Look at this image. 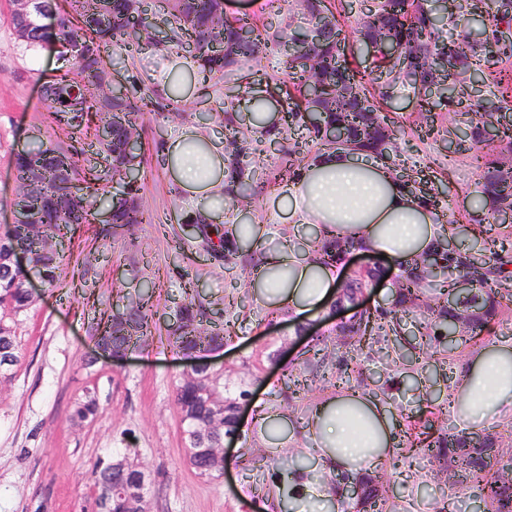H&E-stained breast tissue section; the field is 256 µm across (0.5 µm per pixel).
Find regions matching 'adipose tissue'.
Returning a JSON list of instances; mask_svg holds the SVG:
<instances>
[{
	"label": "adipose tissue",
	"instance_id": "ef3b65f1",
	"mask_svg": "<svg viewBox=\"0 0 512 512\" xmlns=\"http://www.w3.org/2000/svg\"><path fill=\"white\" fill-rule=\"evenodd\" d=\"M180 186L195 199L202 219L212 217L224 194L221 151L194 130L179 137L168 155ZM275 207L289 223L318 238L353 244L356 251L386 256L390 264L413 265L432 253L443 229L437 213L414 198L379 162L351 153L326 152L280 185ZM250 286L256 300L278 313L303 318L327 306L339 288L343 263L320 264L314 252L292 240L263 253ZM457 408L473 422L512 413V344L478 352L455 389ZM306 431L326 466L373 468L393 455L395 439L384 405L354 391L320 402Z\"/></svg>",
	"mask_w": 512,
	"mask_h": 512
}]
</instances>
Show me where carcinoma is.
Here are the masks:
<instances>
[{
	"label": "carcinoma",
	"instance_id": "1",
	"mask_svg": "<svg viewBox=\"0 0 512 512\" xmlns=\"http://www.w3.org/2000/svg\"><path fill=\"white\" fill-rule=\"evenodd\" d=\"M299 24L290 20L277 30L273 24L260 20L231 18L224 14V0H71V12L60 18L58 24L47 26L36 22L26 40L30 48L41 47L51 41L60 48V57L69 64L59 78L50 82L52 93L45 98L46 111L51 122L61 130L65 139L55 143H40L16 158L15 167L23 180L33 168L43 171L40 191L25 200L31 211V221L16 226L4 243H0V309L10 318L0 317V352H6L9 361L0 365V378L7 377L18 361V340L14 317L24 313L31 300L22 288H5L9 255L13 247L24 248L40 266L46 282H56L61 270L60 255L47 250L52 240L70 241L86 224L96 223L97 200L107 194L108 184H122V195L108 207L110 221L100 224L98 236H123L139 224L152 223V217L142 203L141 186L128 181L138 177L144 155H130L125 140L138 135L139 121L146 114L159 115L170 110L175 99L166 90L132 94L121 104H114L101 91L102 76L114 66L112 56L106 54L109 45L136 47L142 51L153 49H182L191 58V69L202 75L204 81H221L240 76L252 85L250 75L242 73L251 63L270 51L283 52L287 43L302 42L307 47L306 61L297 64L288 58V68L299 71L293 89L279 82L266 84L288 101L284 124L287 129L302 127V114L313 113L317 123L305 127L307 138L317 145V151L348 150L364 154L390 167L397 166L394 133L387 116L380 114L379 99L387 97V90L408 82L417 90V112L429 111V89L441 82L452 87L457 103L470 96L466 74L471 66H484L512 58V44L486 50L489 41L480 42L470 32L443 37L439 35V19L429 0H375L373 8L360 19L357 32L360 41L373 52L383 45L399 48L398 57L379 56L377 71L386 76L383 91L374 96L368 85L375 78L351 67L342 59L346 46L343 25L325 0H296ZM512 27V9L500 3L492 14L490 32L501 26ZM455 103V104H457ZM455 104L448 105V124L456 123ZM498 120V146L483 152L482 125L471 127L470 140L476 151L475 163L481 170L479 193L483 212L474 218L477 225L500 210L512 207V166L506 156L512 154V124L484 111L482 119ZM108 126L111 136L102 139L100 128ZM342 127L348 138L340 145L325 140L321 129ZM94 129L97 159L85 157L84 134ZM247 141L233 131L226 137L224 163L229 179L240 183L245 174L255 176L257 161L249 160ZM67 196L69 202L59 206L55 197ZM212 249L225 251L224 259L236 254L235 239L220 238L213 242L210 233L204 235ZM347 251L336 240L322 241L315 251L323 264L328 265ZM489 255L477 259L467 251L451 257H441L452 270V278L432 281L424 264L398 275L396 297L388 308L376 311L358 310L343 325L331 329L347 347L370 346L380 334L398 335L405 303L415 302L433 288L440 299L438 308L423 321L426 336H434L444 329L450 333L463 328L469 339L485 332L488 323L498 314L503 302L512 303V235L490 240ZM466 277L473 284L471 292L458 301V313L448 309V289L454 280ZM370 285L367 278L355 277L344 289L339 300L356 307L363 289ZM222 309L205 304L193 288L184 291L176 320L167 330L168 345L184 353L206 354L224 346ZM155 326L152 296L143 293L123 309L103 314L96 324L97 344L109 356H124L140 348ZM327 342L316 338L305 351V363L315 367L324 363ZM176 403L186 441V459L201 477H219L224 474V455L213 448L224 444V426L214 422L210 406L231 410L224 404V374L211 371L209 377L193 383L182 381L176 390ZM97 412L92 398L78 399L70 410V420L81 424ZM404 452L416 448L448 449V479H470L481 490L486 512H512V477L491 471L493 444L473 445L455 434L436 436L411 429L404 435ZM97 489L95 502L108 504L110 512H146V496L151 484L150 475L128 458H116L99 463L93 469ZM352 484L360 489L356 497L361 512L374 507L373 490L360 478L352 477Z\"/></svg>",
	"mask_w": 512,
	"mask_h": 512
}]
</instances>
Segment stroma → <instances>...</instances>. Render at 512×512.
I'll return each instance as SVG.
<instances>
[{"instance_id": "35a3bbf8", "label": "stroma", "mask_w": 512, "mask_h": 512, "mask_svg": "<svg viewBox=\"0 0 512 512\" xmlns=\"http://www.w3.org/2000/svg\"><path fill=\"white\" fill-rule=\"evenodd\" d=\"M60 67L57 46L31 49L17 38L9 0H0V223L10 218L18 186L14 153L61 136L41 93ZM118 69L121 76L142 77L149 88L159 87L162 72L173 74L177 83L179 110L147 116L139 131L148 159L141 196L155 221L115 240L97 238L95 226L85 227L80 237L62 245L61 279L53 285L34 282L33 304L16 321L19 360L10 379L0 381V512H35L41 503L46 512H90L94 465L123 454L151 475L148 512H260L259 495L276 496L291 483L299 496L312 498L314 488L331 483L333 474L310 456L303 428L315 405L336 395L341 378L387 407L393 433H400L410 417L431 422L438 431L489 438L497 450L494 470L512 471V415L475 427L461 423L448 407V395L473 354L512 339V310L502 311L482 340L466 342L453 360L442 358L447 337H435L434 356L410 364L395 354L388 335L369 348L330 352L323 377L313 378L303 348L312 337L327 336L335 319L324 311L299 326L273 319L248 286L259 252L279 246L293 232L275 210L272 191L285 150H294L302 161L312 157L305 135L253 134L263 175L250 182L247 207L262 226L261 242L229 262L210 260L199 244V228L190 221L196 207L169 168L157 163L155 150L170 148L195 128L223 145L225 122L244 126L247 109L225 115L227 83L199 87L195 73L174 67L166 51L123 57ZM432 102L429 119H422L412 88L396 86L391 110L401 131L399 151L408 174L424 191L437 194L440 211L464 225L476 210L479 173L469 152L448 147L446 99L436 95ZM146 280L155 284L156 327L148 348L120 360L97 356L91 318L127 304ZM188 285L208 302L223 303L228 294L236 300L224 311V347L210 357L224 372L225 398L251 392L287 425L283 444H271L253 427V408H246L227 442L233 466L212 479L188 465L174 403L175 388L190 374L193 359L165 339ZM305 377L313 380L306 392L292 389L294 379ZM87 393L99 413L74 424L71 404ZM367 476L378 492L375 512H475L481 504L477 485L459 490L449 484L448 467L433 449L385 462Z\"/></svg>"}]
</instances>
